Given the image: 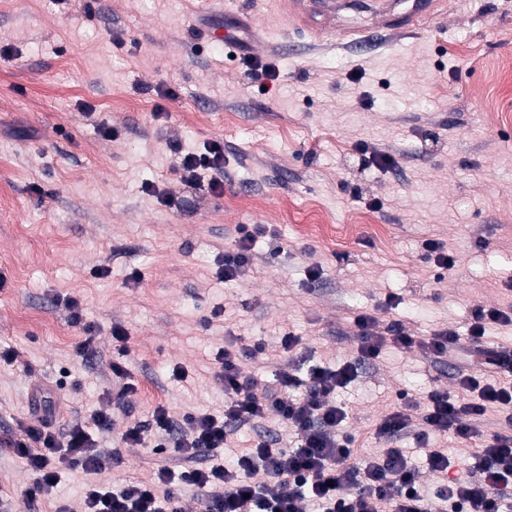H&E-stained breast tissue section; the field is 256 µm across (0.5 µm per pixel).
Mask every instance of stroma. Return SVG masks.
<instances>
[{"instance_id": "1", "label": "stroma", "mask_w": 512, "mask_h": 512, "mask_svg": "<svg viewBox=\"0 0 512 512\" xmlns=\"http://www.w3.org/2000/svg\"><path fill=\"white\" fill-rule=\"evenodd\" d=\"M284 13L282 0H0V349L16 353L0 360V442L43 416L34 383L58 428L99 407L116 323L137 395L108 450L157 406L222 412L214 356L229 338L290 331L311 363L336 365L357 356L361 311L429 336L466 334L475 308L512 307V0H444L434 25L401 32L340 12L370 34L363 46L342 31L309 39ZM232 35L276 70L268 92ZM213 140L222 190L185 185L177 151ZM366 152L394 164L367 166ZM242 224L267 234L227 282L219 267ZM432 240L459 259L442 279L423 258ZM65 297L95 323L99 356H77ZM453 365L391 348L359 364L340 393L344 432L375 453L396 392L452 386ZM121 450L114 469H63L40 512H80L90 483L181 466Z\"/></svg>"}]
</instances>
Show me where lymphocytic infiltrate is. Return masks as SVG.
I'll return each instance as SVG.
<instances>
[{"label":"lymphocytic infiltrate","instance_id":"f902f5d3","mask_svg":"<svg viewBox=\"0 0 512 512\" xmlns=\"http://www.w3.org/2000/svg\"><path fill=\"white\" fill-rule=\"evenodd\" d=\"M175 171L190 186L199 185L202 173H210L211 189L221 188L223 142L212 141L201 152L179 153ZM262 232L258 225L239 227L235 247L224 253L221 277L234 281L245 274ZM378 323L376 313H358L353 319L357 359L333 367L306 365L302 339L290 332L271 350L262 342L228 343L215 356L216 378L224 390L222 414L178 417L159 406L147 425L127 428L120 441L138 448L151 436L157 452L190 461L201 452L227 447L234 433L249 424L257 432L248 446L225 463L181 471L162 467L148 480H130L113 489L89 485L83 512H183L179 493L187 486L202 491L203 512H380L384 503L390 512H512V432L488 433L480 427L488 414L512 408V348L480 344L487 324L512 325V309L478 308L467 348L451 328L420 337L400 323L381 333ZM112 338L118 357L111 370L120 389L105 394L90 421L74 420L62 432L44 418L22 422L6 441L35 476L20 492L26 512H38L42 497L59 481L60 466L98 473L123 462L119 451L103 449L98 441L111 433L116 410L132 406L136 394L122 360L127 332L113 325ZM388 347H415L429 358L465 352L474 360L458 369L452 389L399 394L373 431L379 440L410 435L425 447L426 463L436 478L430 493L406 449L386 448L371 455L356 448L355 436L340 432L349 413L339 392L356 379L359 364L376 362ZM263 353L279 366L273 381L260 388L248 363ZM272 420L295 433L296 447H277L273 436L263 432V423ZM434 437L464 444L465 468H457L447 449L430 447Z\"/></svg>","mask_w":512,"mask_h":512}]
</instances>
